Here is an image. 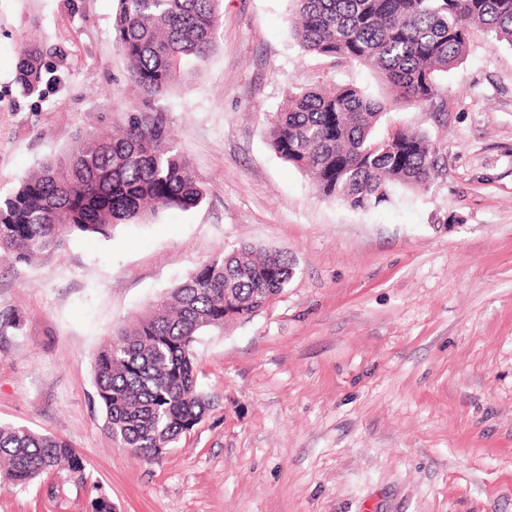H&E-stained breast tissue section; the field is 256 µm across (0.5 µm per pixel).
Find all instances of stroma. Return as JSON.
<instances>
[{
  "mask_svg": "<svg viewBox=\"0 0 512 512\" xmlns=\"http://www.w3.org/2000/svg\"><path fill=\"white\" fill-rule=\"evenodd\" d=\"M117 0H0V198L77 134L141 108L113 40ZM291 0H222L214 51L162 102L204 192L111 238L0 265V423L69 442L114 512H512V46L473 29L424 131L445 166L425 192L359 210L271 149L297 86L385 88L307 55ZM39 32L56 82L24 96L17 50ZM286 252L287 288L192 351L211 405L146 462L104 427L94 361L220 249ZM0 512H91L85 489L0 488Z\"/></svg>",
  "mask_w": 512,
  "mask_h": 512,
  "instance_id": "35a3bbf8",
  "label": "stroma"
}]
</instances>
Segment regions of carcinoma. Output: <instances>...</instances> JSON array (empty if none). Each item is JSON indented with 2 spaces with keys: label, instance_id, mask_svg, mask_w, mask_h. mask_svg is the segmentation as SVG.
Instances as JSON below:
<instances>
[{
  "label": "carcinoma",
  "instance_id": "obj_1",
  "mask_svg": "<svg viewBox=\"0 0 512 512\" xmlns=\"http://www.w3.org/2000/svg\"><path fill=\"white\" fill-rule=\"evenodd\" d=\"M293 35L306 53L370 67L388 96L353 85L289 91L270 115L267 137L285 163L324 197L366 210L398 184L427 190L441 175L439 146L423 131L383 125L400 106L440 110L438 76L459 64L470 30L512 46V0H294ZM220 0H118L113 37L144 110L112 133L79 134L60 155L0 199V253L31 263L81 234L109 238L122 224L191 210L204 198L157 101L184 67L216 43ZM51 51L34 35L19 53L16 80L39 90ZM294 276L283 252L244 244L197 267L148 314L122 326L95 361L96 392L112 441L152 461L175 447L210 407L198 390L192 345L198 334L248 319ZM61 469L63 486L86 483L83 459L67 442L0 425V483L26 487Z\"/></svg>",
  "mask_w": 512,
  "mask_h": 512
}]
</instances>
